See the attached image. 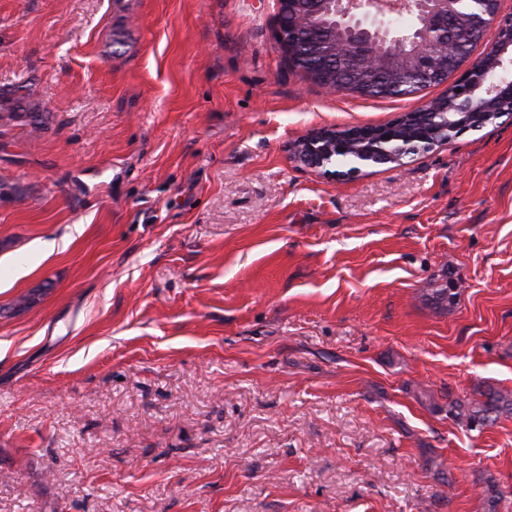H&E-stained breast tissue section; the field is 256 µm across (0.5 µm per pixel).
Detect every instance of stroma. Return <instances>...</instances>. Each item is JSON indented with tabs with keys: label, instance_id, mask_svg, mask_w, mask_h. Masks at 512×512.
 <instances>
[{
	"label": "stroma",
	"instance_id": "obj_1",
	"mask_svg": "<svg viewBox=\"0 0 512 512\" xmlns=\"http://www.w3.org/2000/svg\"><path fill=\"white\" fill-rule=\"evenodd\" d=\"M275 13L0 0V512H512V412H448L512 391V123L304 166L445 88L328 92ZM45 108L39 100L29 97L16 96L12 91L0 88V126L2 122L20 121L24 126H29L31 132L42 130ZM404 120H408L405 114L399 116L390 123L375 126H359L345 131L352 138H360L368 142L366 150L358 154L364 148V143H355L350 149L342 153H336L332 158L333 151H336V130L324 129L315 132L301 144L297 159L313 168H322L333 160L338 165L347 164L351 157L355 156L350 164L351 170L338 175L349 176L361 172L362 168L387 164L398 160L395 144L403 140L396 128ZM381 126L380 130L374 127ZM333 148V149H332ZM485 401L459 399L448 401V412L458 421L467 424L484 423L491 419V413H496L498 409L508 408L512 410V392L508 390H497L487 395Z\"/></svg>",
	"mask_w": 512,
	"mask_h": 512
}]
</instances>
